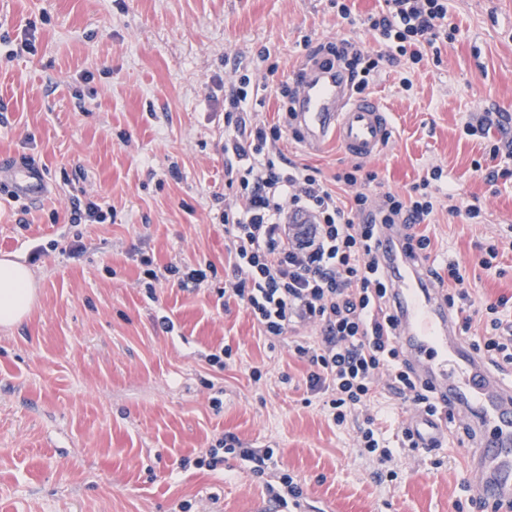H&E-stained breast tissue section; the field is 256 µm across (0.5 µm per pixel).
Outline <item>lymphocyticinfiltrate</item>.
Instances as JSON below:
<instances>
[{"label":"lymphocytic infiltrate","mask_w":512,"mask_h":512,"mask_svg":"<svg viewBox=\"0 0 512 512\" xmlns=\"http://www.w3.org/2000/svg\"><path fill=\"white\" fill-rule=\"evenodd\" d=\"M386 5V11L369 15L364 24L389 52L412 62H421L441 35L458 31L448 15V0H386ZM258 90L245 72L224 89V184L239 191L237 203L224 207L233 257L224 293L249 311L260 335L288 337L292 354L309 366L307 392L320 397L335 425L363 414L357 450L381 474L393 452L368 413L379 392L432 416L443 407L432 386L403 358L375 240L383 230L403 229L406 251L424 263L428 279L447 281L446 298L463 327H470L477 311L488 314L474 349L492 364L511 365L512 321L502 313L505 299L478 305L460 263L450 262L442 270L429 265L431 241L418 230L437 207L471 219L479 209L445 204L437 166L404 195H372L376 176L359 162L337 174L334 184L324 183L316 169L283 154L279 126L250 112ZM306 327L319 328L320 338L303 335ZM229 456L248 461L261 478L271 469L274 451L242 447L227 434L201 450L196 465L213 471Z\"/></svg>","instance_id":"1"}]
</instances>
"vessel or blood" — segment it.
<instances>
[{
  "label": "vessel or blood",
  "instance_id": "vessel-or-blood-1",
  "mask_svg": "<svg viewBox=\"0 0 512 512\" xmlns=\"http://www.w3.org/2000/svg\"><path fill=\"white\" fill-rule=\"evenodd\" d=\"M295 121L306 146L317 148L333 139L358 160L380 155L392 137L389 115L378 99L351 96L342 76L332 71L304 80ZM12 185L30 199L44 191L38 169L28 165L14 170ZM377 245L405 357L437 397L447 398L450 410L466 414L469 491L499 512H512V381H504L460 336L459 315L448 310L441 291L405 256L397 232L384 231ZM405 426L423 448L441 447L448 436L444 417L421 411L411 413Z\"/></svg>",
  "mask_w": 512,
  "mask_h": 512
}]
</instances>
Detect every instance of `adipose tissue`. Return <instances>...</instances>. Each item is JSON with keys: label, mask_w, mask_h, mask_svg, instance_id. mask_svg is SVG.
<instances>
[{"label": "adipose tissue", "mask_w": 512, "mask_h": 512, "mask_svg": "<svg viewBox=\"0 0 512 512\" xmlns=\"http://www.w3.org/2000/svg\"><path fill=\"white\" fill-rule=\"evenodd\" d=\"M34 298L35 283L29 266L7 255L0 257V325L20 323Z\"/></svg>", "instance_id": "adipose-tissue-1"}]
</instances>
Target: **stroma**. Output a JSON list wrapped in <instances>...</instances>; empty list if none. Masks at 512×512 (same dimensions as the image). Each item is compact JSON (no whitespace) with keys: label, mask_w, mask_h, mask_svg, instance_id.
Here are the masks:
<instances>
[{"label":"stroma","mask_w":512,"mask_h":512,"mask_svg":"<svg viewBox=\"0 0 512 512\" xmlns=\"http://www.w3.org/2000/svg\"><path fill=\"white\" fill-rule=\"evenodd\" d=\"M448 10L458 31L439 55L381 61L368 92L393 141L366 166L380 191L399 193L440 167L479 206L474 219L434 212L431 259L466 265L475 296L507 298L512 320V179L490 153L512 137V0H448ZM339 38L382 50L336 0H0V156L35 166L46 188L36 203L0 193V256L29 263L39 281L28 317L0 328V512H286L247 461L191 466L227 433L274 449V471L303 490L302 512H473L458 420L437 469L401 447L409 406L383 395L371 411L386 421L397 477L376 480L355 450L361 417L334 425L287 341L260 336L247 309L222 297L233 61L259 68V118L285 124L278 88ZM487 112L503 132L467 135ZM281 147L328 183L352 164L337 142L307 148L293 126ZM83 191L115 221L71 223ZM76 235L85 250L74 257ZM491 244L499 255L487 270L479 260ZM146 259L159 271L197 261L214 271L197 288L159 281L151 299L138 284ZM163 315L173 331L159 327ZM226 346L230 363L210 366L206 355Z\"/></svg>","instance_id":"obj_1"}]
</instances>
